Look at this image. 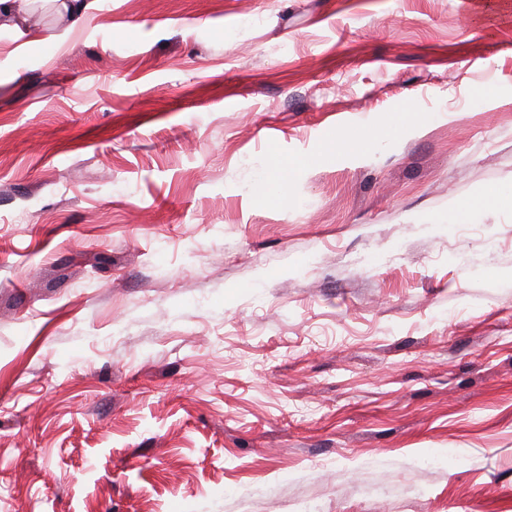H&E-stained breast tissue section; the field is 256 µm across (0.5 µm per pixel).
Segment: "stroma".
Segmentation results:
<instances>
[{
    "instance_id": "stroma-1",
    "label": "stroma",
    "mask_w": 512,
    "mask_h": 512,
    "mask_svg": "<svg viewBox=\"0 0 512 512\" xmlns=\"http://www.w3.org/2000/svg\"><path fill=\"white\" fill-rule=\"evenodd\" d=\"M22 4L0 512H512V0Z\"/></svg>"
}]
</instances>
